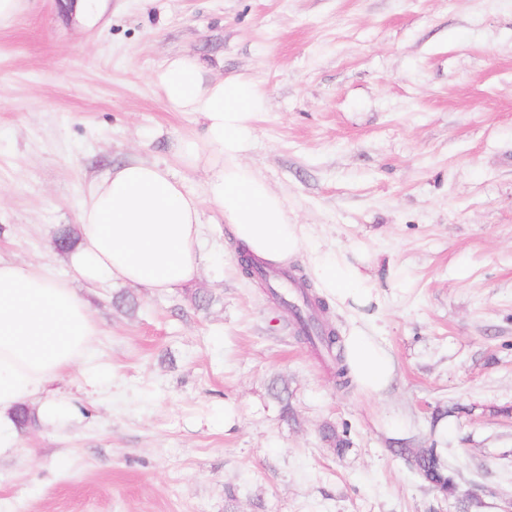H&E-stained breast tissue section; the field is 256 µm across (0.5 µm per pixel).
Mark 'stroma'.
<instances>
[{"instance_id":"stroma-1","label":"stroma","mask_w":512,"mask_h":512,"mask_svg":"<svg viewBox=\"0 0 512 512\" xmlns=\"http://www.w3.org/2000/svg\"><path fill=\"white\" fill-rule=\"evenodd\" d=\"M181 53L263 91L245 160L307 236L362 260L382 307L331 300L323 319L373 331L393 376L378 393L337 389L281 283L244 278L204 207L191 284L78 285L93 360L30 401L63 415L16 430L0 512H504L512 0H109L91 27L65 0H23L0 23V257L66 276L55 237L90 180L130 159L202 192L172 152L200 126L151 81ZM328 425L349 448L328 447ZM435 438L456 474L448 500L400 454Z\"/></svg>"}]
</instances>
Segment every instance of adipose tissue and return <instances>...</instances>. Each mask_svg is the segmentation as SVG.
<instances>
[{
	"label": "adipose tissue",
	"instance_id": "1",
	"mask_svg": "<svg viewBox=\"0 0 512 512\" xmlns=\"http://www.w3.org/2000/svg\"><path fill=\"white\" fill-rule=\"evenodd\" d=\"M152 82L169 111L201 124L199 133L177 142L175 157L204 173V191L188 189L161 164L131 161L91 181L66 277L0 259V455L16 446L9 432L15 410L90 356L98 328L76 284L113 282L159 292L187 285L201 266L203 204L257 259L284 266L308 252L321 288L339 303L368 308L379 302L360 266L322 247H305V229L292 223L286 198L245 162L254 123L266 108L251 78L210 77L196 57L184 54L169 58ZM345 351L365 389L386 386L393 366L375 336L354 330Z\"/></svg>",
	"mask_w": 512,
	"mask_h": 512
}]
</instances>
